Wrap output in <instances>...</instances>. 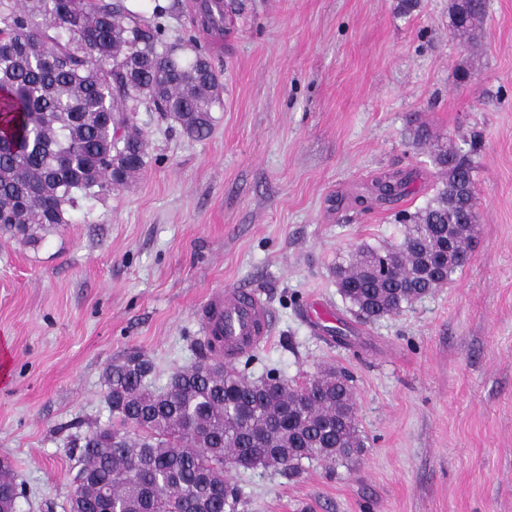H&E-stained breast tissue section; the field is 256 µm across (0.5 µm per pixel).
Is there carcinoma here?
<instances>
[{
	"label": "carcinoma",
	"instance_id": "1",
	"mask_svg": "<svg viewBox=\"0 0 512 512\" xmlns=\"http://www.w3.org/2000/svg\"><path fill=\"white\" fill-rule=\"evenodd\" d=\"M245 0H205L200 18L243 11ZM174 8L154 0L153 19L125 0H0V233L26 242L60 224L83 199L105 196L146 165L143 110L190 138L212 129L222 88L193 39L167 41L159 19ZM486 0H452L451 30L464 41ZM440 186L414 212L400 211L397 244L357 246L338 269L339 291L375 322L431 294L463 268L476 213L471 161L436 145ZM414 173L373 180L366 196L402 195ZM200 361L172 372L166 389L144 381L141 354L110 363L106 397L116 423L70 436L78 452L76 489L66 512H244L245 492L230 469H273L293 479L304 462H343L364 447L353 377L324 370L298 384L248 381L224 364L216 343ZM18 493L0 463V503Z\"/></svg>",
	"mask_w": 512,
	"mask_h": 512
}]
</instances>
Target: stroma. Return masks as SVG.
<instances>
[{"label": "stroma", "mask_w": 512, "mask_h": 512, "mask_svg": "<svg viewBox=\"0 0 512 512\" xmlns=\"http://www.w3.org/2000/svg\"><path fill=\"white\" fill-rule=\"evenodd\" d=\"M177 0L169 40L195 34L224 86L208 136L146 129L147 164L69 224L24 243L0 235V461L17 512H65L73 421H113L108 363L139 353L153 387L198 359L196 310L216 289L267 302L271 342L245 369L304 382L354 379L365 446L300 478L233 471L246 512H512V0H488L474 40L450 33V0H248L221 33ZM425 124L474 155L478 232L468 264L399 314L361 322L336 267L362 243L398 241L435 168ZM416 170L400 199L354 198ZM334 320L315 333L306 310Z\"/></svg>", "instance_id": "obj_1"}]
</instances>
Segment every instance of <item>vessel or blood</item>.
<instances>
[{"label": "vessel or blood", "mask_w": 512, "mask_h": 512, "mask_svg": "<svg viewBox=\"0 0 512 512\" xmlns=\"http://www.w3.org/2000/svg\"><path fill=\"white\" fill-rule=\"evenodd\" d=\"M205 337H220L226 362L264 347L272 335L265 301L254 290L235 287L213 293L198 312Z\"/></svg>", "instance_id": "vessel-or-blood-1"}]
</instances>
